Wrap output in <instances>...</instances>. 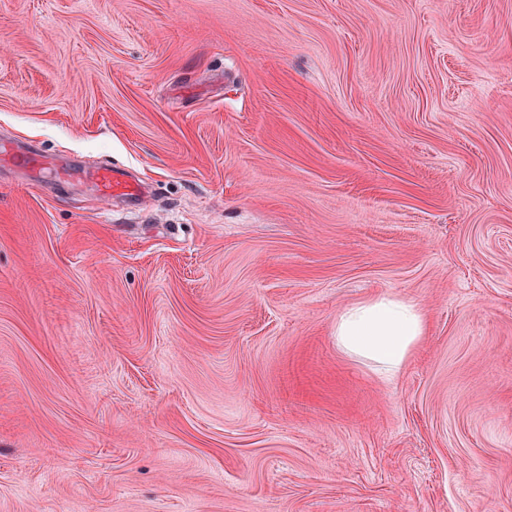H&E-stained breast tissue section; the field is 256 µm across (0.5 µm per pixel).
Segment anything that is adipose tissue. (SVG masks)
Here are the masks:
<instances>
[{
    "label": "adipose tissue",
    "instance_id": "1",
    "mask_svg": "<svg viewBox=\"0 0 512 512\" xmlns=\"http://www.w3.org/2000/svg\"><path fill=\"white\" fill-rule=\"evenodd\" d=\"M426 332V319L414 302L380 294L347 307L336 319V344L375 363L394 377Z\"/></svg>",
    "mask_w": 512,
    "mask_h": 512
}]
</instances>
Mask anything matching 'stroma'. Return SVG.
Here are the masks:
<instances>
[{
    "mask_svg": "<svg viewBox=\"0 0 512 512\" xmlns=\"http://www.w3.org/2000/svg\"><path fill=\"white\" fill-rule=\"evenodd\" d=\"M4 137L148 194L0 168V512H512V0H0ZM96 182L102 200L112 201L115 197L142 196L139 185L123 178V174L112 171L110 167H98L84 172ZM426 332V319L414 302L380 294L347 307L336 319V345L375 363L394 377Z\"/></svg>",
    "mask_w": 512,
    "mask_h": 512,
    "instance_id": "35a3bbf8",
    "label": "stroma"
}]
</instances>
